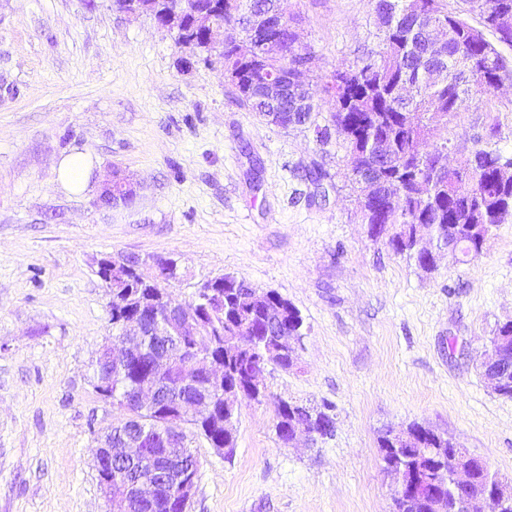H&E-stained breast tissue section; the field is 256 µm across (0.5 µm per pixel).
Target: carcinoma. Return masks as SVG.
Here are the masks:
<instances>
[{"label": "carcinoma", "instance_id": "1", "mask_svg": "<svg viewBox=\"0 0 512 512\" xmlns=\"http://www.w3.org/2000/svg\"><path fill=\"white\" fill-rule=\"evenodd\" d=\"M417 0H376L380 20L378 42L367 55L346 69L335 70L322 87L332 106L327 123H318L316 92L303 84L288 95V102H277L274 94L263 88L238 91V102L257 113L267 123L287 129L301 127L313 130L316 141L327 144L336 139L346 145L350 162L363 169V178L353 180L359 191L358 206L362 223L374 239L383 238L397 255L406 257L419 267L433 271L426 261L428 252L416 240V226L432 224L443 231L453 248L468 252L483 250L493 229L512 215V175L503 176V168L512 169V153L500 148L477 144L461 161L458 169L463 177L437 179L433 184L422 181L421 167L442 163L448 158L449 140L438 134L433 114L455 117L459 103L472 90L491 91L502 77H512V65L464 19L452 15L434 2V14L429 21L448 31V40L435 43L421 35L416 25ZM472 10L479 13L484 26L494 29L500 41L512 43V31L497 24L501 12L512 14V0H468ZM261 48L252 41L245 28L239 41L224 50L227 57L258 54ZM314 56H276L266 58L268 76L297 63L313 65ZM391 138L394 160H380L371 148L381 136ZM213 290L224 295V309L201 313L192 318L193 324L210 328L218 345L235 337L245 328L249 348L224 359V377L243 391L242 397L253 399L248 389L251 381L260 378L269 365L284 371L296 366L299 355L285 353L267 360L265 349L278 341L293 340L301 346L304 320L300 311L274 290L267 291L266 303L252 304L258 288L242 278L225 275L212 280ZM126 289H112L109 323L112 335L120 333L121 323L129 321L134 312L120 308L118 300L125 299ZM490 345L503 347L512 355V320L497 326ZM153 345L130 367L128 378L138 380L153 358ZM181 384L175 373L158 382L161 399L153 410L135 412L117 426L115 435L132 437L154 428L167 418V391ZM306 406L278 400L277 422H288L302 414ZM236 416L224 419L190 418L184 421L186 453L179 472L199 475L200 461L189 449L192 440L204 439L212 448H234ZM411 440L395 449L386 428L378 436L382 459H396L403 466V477L411 470H430L442 464L438 458H423L417 448H446L453 453L458 443L451 438L438 439L424 425H409ZM154 469L152 476L165 478L174 484L175 474L169 458L159 448H151ZM434 496L426 495L410 501L394 499L395 512H434ZM129 512H181L178 502L161 500L132 503Z\"/></svg>", "mask_w": 512, "mask_h": 512}]
</instances>
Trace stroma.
<instances>
[{
  "instance_id": "stroma-1",
  "label": "stroma",
  "mask_w": 512,
  "mask_h": 512,
  "mask_svg": "<svg viewBox=\"0 0 512 512\" xmlns=\"http://www.w3.org/2000/svg\"><path fill=\"white\" fill-rule=\"evenodd\" d=\"M282 6L315 56L312 85L377 43L375 0ZM180 55L110 0H0V512H106L95 437L124 414L94 388L112 334L104 254L174 259L185 304L231 274L304 319L297 365L267 368L266 399L241 400L232 456L193 442L189 512H391L377 439L413 422L512 481V399L478 369L512 320V218L477 259L423 271L368 235L342 142L264 123L221 60L183 69ZM443 135L452 165L480 139L511 149L512 83L472 93ZM75 149L92 162L82 194L57 183ZM115 164L139 184L126 207L99 201ZM280 399L328 413L332 434L283 446Z\"/></svg>"
}]
</instances>
